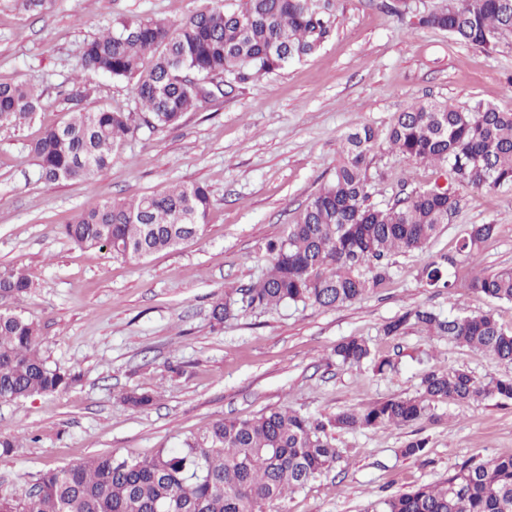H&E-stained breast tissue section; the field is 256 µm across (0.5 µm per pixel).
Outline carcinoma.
<instances>
[{
    "label": "carcinoma",
    "mask_w": 512,
    "mask_h": 512,
    "mask_svg": "<svg viewBox=\"0 0 512 512\" xmlns=\"http://www.w3.org/2000/svg\"><path fill=\"white\" fill-rule=\"evenodd\" d=\"M234 8L204 5L177 24L134 16L119 30L87 42L81 74L129 79L140 102L142 123L129 112L98 108L73 112L47 127L32 145L40 179L88 178L105 169L140 127L178 125L221 90L214 78L246 84L315 54L336 28L331 5L314 0H236ZM421 27L448 32L486 52L512 37V0H448L417 17ZM40 104L27 83H0V126H20ZM417 162L433 165L434 181L423 189H400L381 207L372 201L368 171L380 139ZM459 186L512 188V112L476 103L459 111L444 102H417L396 113L385 134L371 126L349 132L330 180L294 215L283 237L266 245V275L255 285L217 299L212 319L222 325L257 308L303 304L334 308L382 287L391 256L424 251L460 206ZM211 207L208 188L178 184L150 195L107 200L61 225L74 243L138 260L189 240L184 228L203 232ZM497 232L473 224L458 252L475 256ZM446 257L431 258L421 274L432 288H457ZM29 273L0 271V299L19 300L32 288ZM466 287L512 303V270L472 278ZM416 327L477 354L512 364V330L490 312L445 317L413 308L382 327L401 336ZM36 324L13 310H0V400L67 389L73 376L50 367L40 354ZM344 364L370 363L383 374L393 367L378 359L368 339L340 341ZM512 399V377L479 381L462 369L427 371L418 395L346 409L327 419L293 410H267L249 419H220L185 437L178 448L152 454L106 453L43 472L21 497L0 500V512H267L286 494L320 477L340 451L328 438L334 428L354 431L406 425L429 415L435 402ZM370 512H512V456L467 461L444 481L379 498Z\"/></svg>",
    "instance_id": "cac0c4a2"
}]
</instances>
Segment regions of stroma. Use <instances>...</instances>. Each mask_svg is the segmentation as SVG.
Listing matches in <instances>:
<instances>
[{"label": "stroma", "mask_w": 512, "mask_h": 512, "mask_svg": "<svg viewBox=\"0 0 512 512\" xmlns=\"http://www.w3.org/2000/svg\"><path fill=\"white\" fill-rule=\"evenodd\" d=\"M332 0L336 29L313 56L246 85L225 81L221 95L187 112L178 126L141 129L110 166L86 180H41L32 144L74 108L140 112L133 84L80 76L85 43L119 19L177 23L206 0H56L52 11L19 10L0 0V82H25L41 95L19 127H0V268L28 270L33 286L8 309L40 325V351L74 375L66 391L0 402V434L15 436L0 457V499L31 488L42 472L109 452L146 455L224 418L270 409L315 418L389 398L417 395L432 367L476 379L512 377V365L417 329L388 337L382 326L406 309L443 315L493 312L512 327V303L466 289L474 276L512 269V190L458 187L460 208L426 251L392 256V275L362 300L336 308L258 309L216 325L214 300L268 270L264 245L280 238L336 167L344 136L364 125L386 131L396 112L425 98L466 111L476 102L512 112V38L493 52L447 32L415 26L416 14L445 0ZM373 200L401 183L423 187L433 167L380 145L369 170ZM208 187L212 205L199 238L136 261L81 248L60 232L83 209L107 199L148 195L176 184ZM498 230L478 255L458 253L471 225ZM448 255L453 291L421 279L427 257ZM350 336L370 340L393 371L348 366L334 354ZM150 393L146 410L125 405ZM340 457L317 480L271 512H367L382 496L447 478L463 462L512 455V400L437 402L407 426L331 431ZM428 441L421 456L401 448Z\"/></svg>", "instance_id": "1"}]
</instances>
